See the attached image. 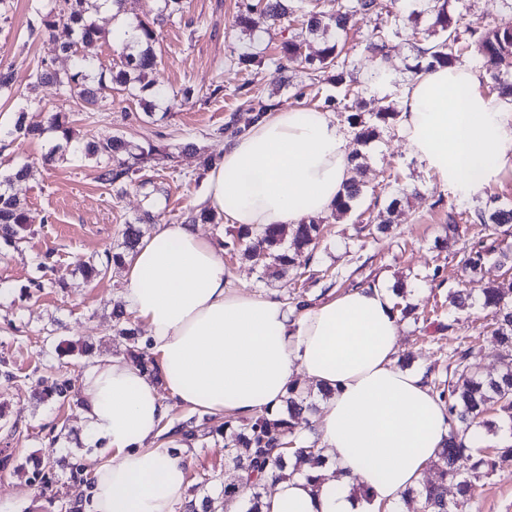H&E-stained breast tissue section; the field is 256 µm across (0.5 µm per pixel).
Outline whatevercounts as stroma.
I'll list each match as a JSON object with an SVG mask.
<instances>
[{"mask_svg": "<svg viewBox=\"0 0 512 512\" xmlns=\"http://www.w3.org/2000/svg\"><path fill=\"white\" fill-rule=\"evenodd\" d=\"M55 4L5 0L0 6V66L11 68L15 79L12 93L0 95V130L9 134L8 148L0 151V172L24 163L30 167L28 179L12 187L30 216L26 237L15 247L0 242V512H84L92 451L80 441L82 375L99 358L127 354L130 343L112 322L113 308L122 304L121 267L89 281L80 263L106 249L121 250L124 225L144 210L152 211L153 223H177L197 205L205 193L203 158L222 154L229 116L243 124L251 114L250 94L239 91L242 84L279 108L318 107L306 63L278 68L282 44L299 33L298 23L261 20L246 29L236 23L241 0H186L183 13L158 29L152 78L170 92L191 88L189 103L154 122L145 117L142 103L109 88L98 110L86 111L76 95L34 84L41 61L61 72L73 66L72 57L60 50L67 38L64 26L51 36L30 31ZM449 13L464 28L512 30V0H452ZM386 23V16L359 14L341 38L345 76L361 90L366 112L398 105L411 78L413 51L399 33L387 42L386 81L370 80L380 64L366 43ZM244 52L256 55L246 67L238 63ZM52 112L70 115L77 141L118 133L137 144H167L169 153L145 170V187L121 191L106 186L98 179L96 159L68 149L47 165L43 156L52 138L12 135L17 115L39 125ZM188 142L198 147V155L180 154V146ZM364 154L362 197L343 218L322 217L324 235L303 275L265 274L240 253L228 251L224 267L230 287L275 291L288 302L301 293L321 301L379 280L390 285L402 281L409 291L397 305L413 307L416 316L402 321L399 355H412L414 369L429 371L439 383L457 379L459 354L468 348L474 349L484 373H495L501 349L490 333L491 312L476 306L449 309L448 293L462 289L476 299L492 283L512 296V269L490 263L478 277L464 271L471 250L512 246V233L494 239L473 220L475 209L486 204L512 205V170L475 192L462 193L411 155L395 124L383 129ZM395 197L400 203L389 233H364V225L379 223ZM451 219L458 233L447 247H438ZM153 223L143 224V232H150ZM47 252L62 282L30 288V280L41 275L39 263ZM55 379L67 383L66 400L46 399L44 390ZM170 417L195 418L201 432L183 451L187 500L222 499L219 477L229 468L223 420L191 414L175 403ZM204 474L211 483L200 484ZM467 512H512V462L481 481Z\"/></svg>", "mask_w": 512, "mask_h": 512, "instance_id": "35a3bbf8", "label": "stroma"}]
</instances>
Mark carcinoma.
I'll list each match as a JSON object with an SVG mask.
<instances>
[{
  "label": "carcinoma",
  "instance_id": "cac0c4a2",
  "mask_svg": "<svg viewBox=\"0 0 512 512\" xmlns=\"http://www.w3.org/2000/svg\"><path fill=\"white\" fill-rule=\"evenodd\" d=\"M156 18L150 22L142 21L135 30L139 32L136 42L118 39L117 48L120 65L110 69V79L99 77L97 84L90 83V71L93 70L92 50L97 46L101 32L89 14L97 9L96 0H63L61 12L69 39L60 45L61 51L75 58L73 67L63 73L43 63L36 72V82L56 84L73 92L84 102L87 108H97L103 100V91L111 83L121 87L127 95L145 102L144 115L154 119L152 112L154 102L167 101L166 112L181 107L189 99L191 89L182 91V96H169L159 88L148 75L156 68L157 55L154 45L157 40L155 25L183 12L184 0H162ZM331 9L301 13V25L310 35L333 32L334 39L324 42V47L315 56L304 52L307 46L304 39H289L282 46L280 67L286 62L304 58L313 72L335 70L336 83L345 85L342 98L326 99L348 109L344 104L350 96H359L360 92L345 84L344 72L340 71L337 36L349 26L351 18L357 13H381L387 8L383 0H331ZM421 13L434 18V26L439 28V40L428 43L424 33L416 28L406 29V37L415 52L411 72L417 74L423 70L439 66H454L461 63L465 47L473 46L484 61L492 80L499 82L512 73V31H489L482 26L468 27L470 41L462 45L459 41L458 27L452 25L448 18L449 0H416ZM290 7L288 0H247L242 5L238 23L246 27L254 24V17L272 21L288 17ZM389 37L388 30L380 28L369 38L366 49L372 54L383 55ZM397 113L390 107L365 117L361 112H351L346 116L349 127L353 130L358 144L366 146L378 135V128L395 119ZM53 131L58 139L69 145L74 139L70 116L56 112L52 115L49 128L27 125L24 113H19L13 132L29 139L43 137L46 130ZM87 156L101 160L99 180L111 187H124L135 182V176L151 167L156 156L166 152V146L158 143L135 144L120 134H109L86 142L81 148ZM364 164H355L352 177L334 204L338 217L349 214L355 203L363 195L365 182L362 179ZM28 175V167L12 169L0 178V240L9 246H15L25 239L29 217L24 205L10 192L12 182L23 180ZM475 221L496 235L507 234L512 229V207L486 206L475 211ZM321 236L320 225L298 224L288 229L282 224H269L253 229L248 226L238 227L236 237L225 243L233 250L239 248L242 255L253 265L268 271L272 268L279 272L298 270L307 267L313 251ZM124 251L109 250L96 258L82 263L86 277L95 279L111 268L121 266L124 259L133 253L141 239V229L137 224H127L123 230ZM498 252V265L512 263V250L509 248H479L472 251L465 259V270L471 276L482 273L486 258L492 252ZM481 307L493 313L494 323L491 333L502 348L501 367L495 376H488L480 371L474 362L475 355L468 348L461 353L460 365L464 366L460 378L448 388L439 391V397L446 405L451 432L444 448L435 462L438 470L436 480L416 489L408 490L403 502L413 506L412 512H465L467 504L475 496L476 483L489 474L498 463L512 459V446L497 448L494 455L481 458L471 467L463 466L469 458V447L461 433L470 430L494 433L499 423H512V299L500 289L491 286L484 289ZM121 334L133 341L132 358L134 363L156 374L158 367L154 359L140 350L133 328L121 329ZM316 412V405L304 395L299 383L288 388L284 399V410L278 417L271 419L267 414L257 415L242 424L229 420L224 422V452L229 463L237 472L243 471L254 479L251 498L243 504L241 512H259L260 499L265 490L262 478L267 473H281L288 466L291 458L305 464L310 469L323 466L326 456L323 449L311 443L297 446L298 432L301 425L308 423V415ZM170 432L180 435L186 442L198 438V428L194 420L175 424ZM454 485L456 500H448V485Z\"/></svg>",
  "mask_w": 512,
  "mask_h": 512
}]
</instances>
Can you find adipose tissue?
<instances>
[{
  "instance_id": "ef3b65f1",
  "label": "adipose tissue",
  "mask_w": 512,
  "mask_h": 512,
  "mask_svg": "<svg viewBox=\"0 0 512 512\" xmlns=\"http://www.w3.org/2000/svg\"><path fill=\"white\" fill-rule=\"evenodd\" d=\"M481 82L469 66H439L413 77L399 105L410 153L465 193L512 169V104ZM350 138L327 112L267 113L208 169L207 206L254 228L328 214L351 176ZM223 255V240L180 222L155 224L127 259L122 301L160 375L123 357L85 369L79 416L100 451L87 512H176L187 463L163 432L167 399L215 417L273 416L299 376L331 392L310 421L334 465L316 482H268L262 512H393L450 431L423 373L397 364L395 294L378 282L300 309L229 287Z\"/></svg>"
}]
</instances>
